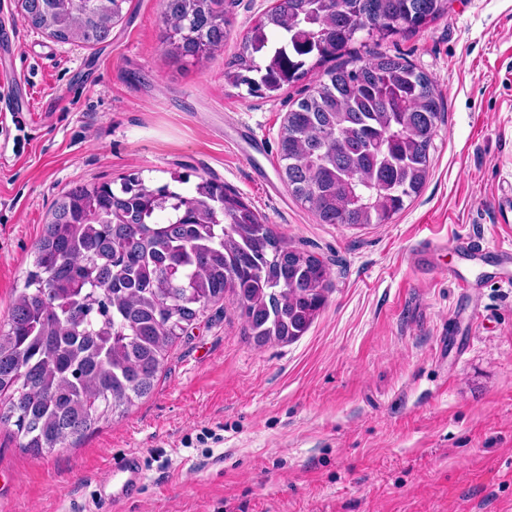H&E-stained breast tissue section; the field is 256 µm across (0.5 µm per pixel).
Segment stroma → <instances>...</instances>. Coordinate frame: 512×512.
<instances>
[{
  "label": "stroma",
  "instance_id": "35a3bbf8",
  "mask_svg": "<svg viewBox=\"0 0 512 512\" xmlns=\"http://www.w3.org/2000/svg\"><path fill=\"white\" fill-rule=\"evenodd\" d=\"M273 3L233 0L231 36L200 67L167 54L159 0H131L92 49L0 0V96L32 114L19 129L0 109V321L58 196L130 173L224 182L332 283L290 343L255 344L232 298L209 306L152 394L76 444L36 456L0 431V512H109L96 487L132 451L145 478L120 512H512V288L490 258L410 257L428 238L512 249V0H450L418 31L355 44L427 73L443 112L420 195L361 225L319 223L278 175L284 118L319 69L274 98L224 79Z\"/></svg>",
  "mask_w": 512,
  "mask_h": 512
}]
</instances>
